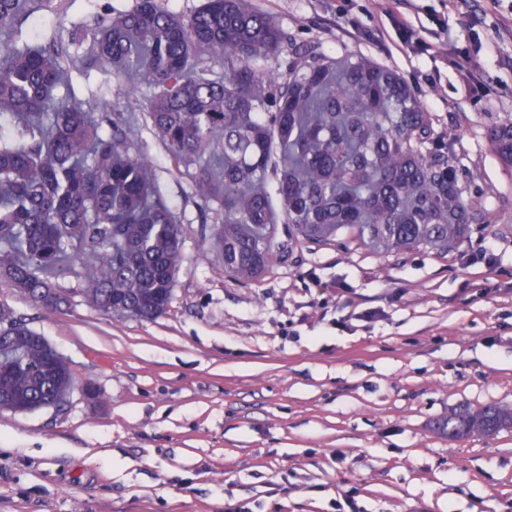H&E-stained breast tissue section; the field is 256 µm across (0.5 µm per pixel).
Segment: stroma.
<instances>
[{
	"label": "stroma",
	"mask_w": 512,
	"mask_h": 512,
	"mask_svg": "<svg viewBox=\"0 0 512 512\" xmlns=\"http://www.w3.org/2000/svg\"><path fill=\"white\" fill-rule=\"evenodd\" d=\"M294 41L398 73L448 136L466 201L490 220L451 253H378L347 236L290 244L243 282L201 244L185 177L155 138L145 98L84 67L97 18L136 0H46L25 42L55 43L76 97L116 113L177 209L184 260L152 322L90 309L78 278L69 307L11 305L70 366L61 407L0 411V512H512V432L448 439L457 405L512 404V167L489 131L512 113V37L490 0L446 14L417 0L409 18L440 56L409 58L378 38L375 0H251ZM448 17V31L438 20ZM485 90L465 95L459 56Z\"/></svg>",
	"instance_id": "obj_1"
}]
</instances>
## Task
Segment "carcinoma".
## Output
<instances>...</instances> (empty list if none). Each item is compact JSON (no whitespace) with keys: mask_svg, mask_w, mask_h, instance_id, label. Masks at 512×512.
<instances>
[{"mask_svg":"<svg viewBox=\"0 0 512 512\" xmlns=\"http://www.w3.org/2000/svg\"><path fill=\"white\" fill-rule=\"evenodd\" d=\"M30 0H0V31L20 32ZM284 56L278 70L262 62ZM219 60L224 76L206 63ZM88 64L146 115L202 213V242L242 280L288 257L275 240L328 242L344 231L385 251H452L487 222L464 201L452 145L394 71L353 56L338 63L298 46L247 0H205L187 21L159 0L102 21ZM76 100L51 45L0 49V285L60 309L54 282L84 255L81 293L115 318L154 321L183 262L179 216L161 194L132 130ZM512 166V113L489 134ZM57 351L0 303V410L59 406L73 387ZM450 438L512 429V406L448 410Z\"/></svg>","mask_w":512,"mask_h":512,"instance_id":"1","label":"carcinoma"}]
</instances>
